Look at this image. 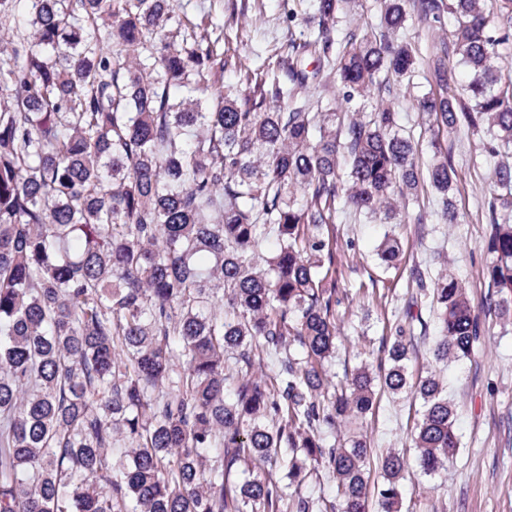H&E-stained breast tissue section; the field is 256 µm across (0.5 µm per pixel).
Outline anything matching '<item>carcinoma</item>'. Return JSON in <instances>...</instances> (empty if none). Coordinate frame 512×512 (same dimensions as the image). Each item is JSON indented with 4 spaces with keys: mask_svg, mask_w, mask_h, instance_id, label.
<instances>
[{
    "mask_svg": "<svg viewBox=\"0 0 512 512\" xmlns=\"http://www.w3.org/2000/svg\"><path fill=\"white\" fill-rule=\"evenodd\" d=\"M347 3L316 0L313 39L259 71L178 0H0V512H395L405 452L373 487L358 432L379 391L421 402L424 474L457 454L456 405L408 362L431 324L435 361L470 357L479 313L456 275L414 266L385 363L334 381L356 255L336 219L380 216L377 258L401 268L414 146L381 76L413 77L415 17L457 57L436 59L418 114L512 145V0L494 19L481 0H381L376 27L340 34ZM326 66L338 110L309 97ZM429 179L458 223L448 153ZM494 185L512 212V165ZM483 247L487 311L508 321L512 223L492 218Z\"/></svg>",
    "mask_w": 512,
    "mask_h": 512,
    "instance_id": "carcinoma-1",
    "label": "carcinoma"
}]
</instances>
